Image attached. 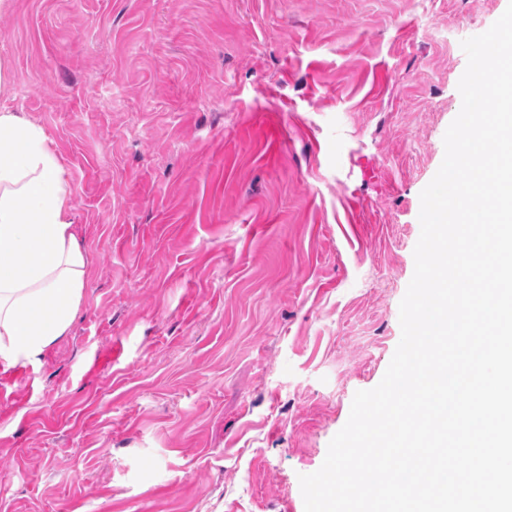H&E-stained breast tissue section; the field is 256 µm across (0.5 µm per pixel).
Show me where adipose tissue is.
Segmentation results:
<instances>
[{
	"label": "adipose tissue",
	"mask_w": 512,
	"mask_h": 512,
	"mask_svg": "<svg viewBox=\"0 0 512 512\" xmlns=\"http://www.w3.org/2000/svg\"><path fill=\"white\" fill-rule=\"evenodd\" d=\"M86 259L53 141L0 110V365L35 360L75 320Z\"/></svg>",
	"instance_id": "1"
}]
</instances>
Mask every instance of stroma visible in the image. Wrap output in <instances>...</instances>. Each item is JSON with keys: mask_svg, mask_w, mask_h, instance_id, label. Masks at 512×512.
Segmentation results:
<instances>
[{"mask_svg": "<svg viewBox=\"0 0 512 512\" xmlns=\"http://www.w3.org/2000/svg\"><path fill=\"white\" fill-rule=\"evenodd\" d=\"M512 0H10L77 317L0 370V512H304L401 337L462 40Z\"/></svg>", "mask_w": 512, "mask_h": 512, "instance_id": "1", "label": "stroma"}]
</instances>
